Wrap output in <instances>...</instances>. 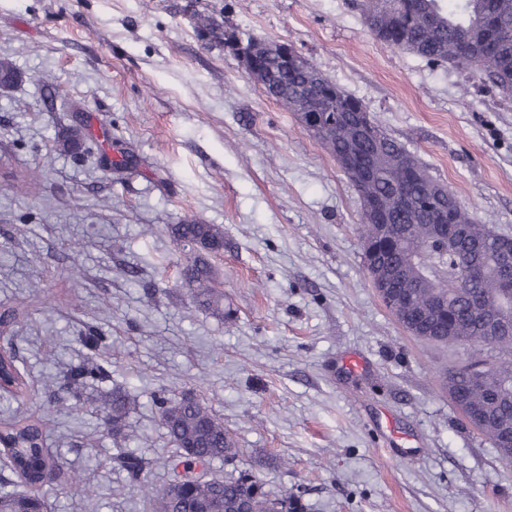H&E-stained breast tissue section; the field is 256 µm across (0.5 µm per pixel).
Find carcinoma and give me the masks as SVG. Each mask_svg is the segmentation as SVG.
Wrapping results in <instances>:
<instances>
[{
  "instance_id": "carcinoma-1",
  "label": "carcinoma",
  "mask_w": 512,
  "mask_h": 512,
  "mask_svg": "<svg viewBox=\"0 0 512 512\" xmlns=\"http://www.w3.org/2000/svg\"><path fill=\"white\" fill-rule=\"evenodd\" d=\"M364 21L374 36L385 45L414 53L434 63H448L467 76L487 79L501 92L512 95V0H360ZM210 39L224 42L231 27L210 15L198 19ZM259 68L253 80L262 87L271 83L272 98L297 111L296 103L307 98L308 111L315 114L321 131L318 138L334 156H350L358 174H368L366 190L382 204L388 225L371 224L361 216L363 259L371 281L385 273L393 276L388 286L394 289L400 306L396 318L413 327L416 316L433 310L427 322L436 344L488 346L496 356L475 357L445 372L448 394L461 397L465 409L479 412L487 426L482 435L489 441L512 431V333L491 335V326L509 314L512 326V295L504 292L497 232L478 224L452 192L429 195L427 185L410 177L401 166L407 151L391 138L358 98L345 92L331 94L336 84L313 65L281 66L269 42L256 46ZM57 147L75 153L81 148L80 134L67 130L57 137ZM446 215V223L460 227L457 250L473 252L480 247L481 275L468 288L458 287L452 257L426 246L435 225L431 212ZM176 245L190 247L192 256L182 266V280L195 290L199 308L224 319H232L224 309V292L216 287V274L209 257L224 250V231L215 224L185 223L170 226ZM429 271V285L418 283L420 271ZM481 368L488 377L486 387L471 384V373ZM107 369L92 363L72 369L67 381L78 389L87 380L103 379ZM0 391L19 397L27 391V381L11 351L0 355ZM162 425L175 446L184 472L169 483L146 481L149 462L126 448L118 449L113 462L129 478L147 486L148 512H306L302 496L273 494L247 470L224 478L195 472L205 461L232 462L238 456L233 436L224 423L200 401L183 396L159 398ZM130 410L124 395L112 396V431L120 433ZM46 435L38 419L25 418L0 426V451L5 464L24 474L26 484L41 490L46 484L44 470L62 466L45 446ZM47 507L44 496L0 495V512H37Z\"/></svg>"
}]
</instances>
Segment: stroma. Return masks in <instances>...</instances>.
Returning a JSON list of instances; mask_svg holds the SVG:
<instances>
[{"instance_id": "1", "label": "stroma", "mask_w": 512, "mask_h": 512, "mask_svg": "<svg viewBox=\"0 0 512 512\" xmlns=\"http://www.w3.org/2000/svg\"><path fill=\"white\" fill-rule=\"evenodd\" d=\"M209 14L285 42L359 98L481 223L512 235V99L448 64L390 48L356 0H0V328L30 388L0 419L42 420L64 470L49 512H145L117 448L176 474L157 399L196 396L267 490L307 512H512V463L452 406L463 346L407 333L362 255L361 206L335 157L222 45ZM46 73L52 87L32 82ZM80 128L92 156L56 151ZM125 168H115L118 160ZM219 225L211 256L233 322L199 310L167 228ZM105 338L97 353L79 338ZM110 372L68 392L70 368ZM136 439L112 433V394Z\"/></svg>"}]
</instances>
